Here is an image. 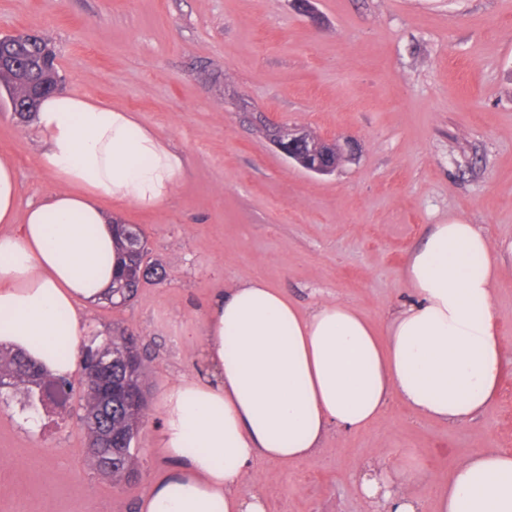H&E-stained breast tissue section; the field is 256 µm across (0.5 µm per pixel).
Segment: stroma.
I'll list each match as a JSON object with an SVG mask.
<instances>
[{
  "label": "stroma",
  "mask_w": 512,
  "mask_h": 512,
  "mask_svg": "<svg viewBox=\"0 0 512 512\" xmlns=\"http://www.w3.org/2000/svg\"><path fill=\"white\" fill-rule=\"evenodd\" d=\"M0 0V37L36 31L64 92L130 112L184 163L157 210L107 201L138 225L163 277L123 305L84 313L87 333L121 328L147 350L150 396L134 441L135 481L90 461L67 404L0 399V512H138L174 468L158 449L166 387L203 378V314L240 277L284 289L301 310L338 300L375 324L411 296L408 253L434 224L477 225L503 262L493 306L504 338L491 407L463 423L399 402L368 429L330 430L308 460L262 461L269 512H368L353 485L366 459L422 461L447 479L478 448L512 453V0ZM284 122L354 141V161L320 176L290 164L269 136ZM33 120L0 97V159L21 205L58 188L40 166Z\"/></svg>",
  "instance_id": "obj_1"
}]
</instances>
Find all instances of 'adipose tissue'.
Listing matches in <instances>:
<instances>
[{
    "mask_svg": "<svg viewBox=\"0 0 512 512\" xmlns=\"http://www.w3.org/2000/svg\"><path fill=\"white\" fill-rule=\"evenodd\" d=\"M34 122L41 167L60 187L19 211L17 172L0 159V224L10 227L0 234V345L67 377L86 339L83 312L107 298L123 258L103 198L160 208L184 168L130 113L77 94L44 98ZM502 272L476 225H432L405 264L410 300L379 330L348 304L321 301L304 314L282 290L240 278L203 320L209 379L183 378L163 394L159 443L176 468L141 512H267L261 492H240L257 461L305 460L331 429H362L395 400L419 416L472 419L499 386L492 295ZM52 343L68 356L52 355ZM422 475L373 458L358 466L355 489L375 512H423L412 491ZM430 494L435 512H512V455L477 450Z\"/></svg>",
    "mask_w": 512,
    "mask_h": 512,
    "instance_id": "adipose-tissue-1",
    "label": "adipose tissue"
}]
</instances>
